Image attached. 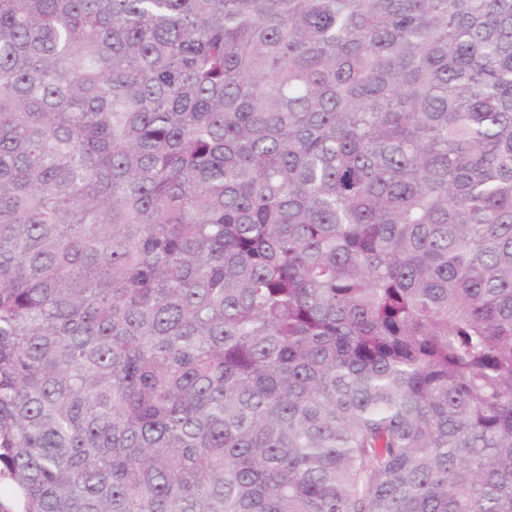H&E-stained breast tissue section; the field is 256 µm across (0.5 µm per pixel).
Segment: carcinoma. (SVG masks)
Listing matches in <instances>:
<instances>
[{
	"label": "carcinoma",
	"instance_id": "cac0c4a2",
	"mask_svg": "<svg viewBox=\"0 0 512 512\" xmlns=\"http://www.w3.org/2000/svg\"><path fill=\"white\" fill-rule=\"evenodd\" d=\"M21 512H512V0H0Z\"/></svg>",
	"mask_w": 512,
	"mask_h": 512
}]
</instances>
